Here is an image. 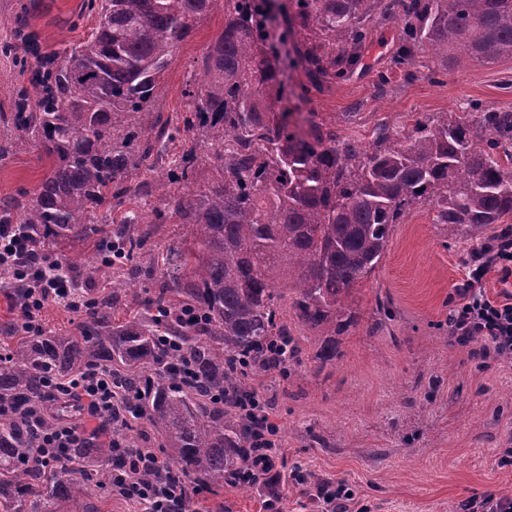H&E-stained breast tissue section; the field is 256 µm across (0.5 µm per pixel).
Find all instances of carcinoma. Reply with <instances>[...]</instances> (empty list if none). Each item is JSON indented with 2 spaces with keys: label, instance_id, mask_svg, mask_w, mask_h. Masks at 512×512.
I'll return each mask as SVG.
<instances>
[{
  "label": "carcinoma",
  "instance_id": "cac0c4a2",
  "mask_svg": "<svg viewBox=\"0 0 512 512\" xmlns=\"http://www.w3.org/2000/svg\"><path fill=\"white\" fill-rule=\"evenodd\" d=\"M216 0H84L90 16L109 15L84 44L41 51L21 7L0 54L22 82L11 112L0 111V159L29 147L51 161L33 193L0 202V224L50 250L61 241L98 237L91 259L57 258L73 287L109 282L104 294L79 300L84 322L71 333L22 324L0 359V512H97L112 497V470L122 452L159 439L162 476L187 502L203 490L244 480L266 421L241 412L267 406L253 386L284 377L301 347L281 317L293 286L298 319L336 332L344 297L371 275L394 225L411 207H434L451 235L498 224L512 215V112L468 104V120L435 115L413 127L376 126L362 147L336 131V117L312 113L291 121L282 69L301 67L302 87L347 80L360 64L373 27L399 29L384 89L395 73L429 55L441 69L494 66L512 59V0H224V29L196 60L182 92L184 107L151 125L170 57ZM308 33L296 57L272 60L269 24L277 15ZM204 153H197V146ZM220 173L200 184V165ZM161 178L147 181L153 173ZM142 178L144 196L162 191L153 214L128 209L107 230L100 224ZM181 184L189 192L172 196ZM188 227L159 249L162 268L139 253L169 216ZM138 308L125 318L132 285ZM322 341L320 366L336 361ZM104 372L118 392L112 442L63 448L57 463H33L52 425L31 420L44 401L65 398L59 384Z\"/></svg>",
  "mask_w": 512,
  "mask_h": 512
}]
</instances>
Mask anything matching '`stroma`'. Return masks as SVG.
<instances>
[{"instance_id": "stroma-1", "label": "stroma", "mask_w": 512, "mask_h": 512, "mask_svg": "<svg viewBox=\"0 0 512 512\" xmlns=\"http://www.w3.org/2000/svg\"><path fill=\"white\" fill-rule=\"evenodd\" d=\"M83 3L36 0L29 28L42 47L71 48L89 37L98 19L84 15ZM223 28L224 4L217 0L170 60L157 103L162 115L181 109L197 57ZM397 34L394 23L375 25L356 72L298 102V119L335 116L341 133L364 146L383 121L410 127L439 112L459 119L470 101L512 111V60L473 64L436 80L420 67L414 79L379 94L373 75L387 67ZM49 164L36 149L0 160V199L34 191ZM434 217L428 205L411 207L375 272L350 289L333 365L318 369L321 332L305 329L294 308L285 309L302 353L292 375L268 391L266 414L281 446L279 498L271 503L259 489L228 485L220 495H198L196 512H325L295 479L298 471L345 481L366 512H455L473 493L512 491V470L496 457L497 449L512 447V360H479L448 335L450 300L468 271V250L500 227L455 238ZM381 300L392 312L383 325Z\"/></svg>"}]
</instances>
